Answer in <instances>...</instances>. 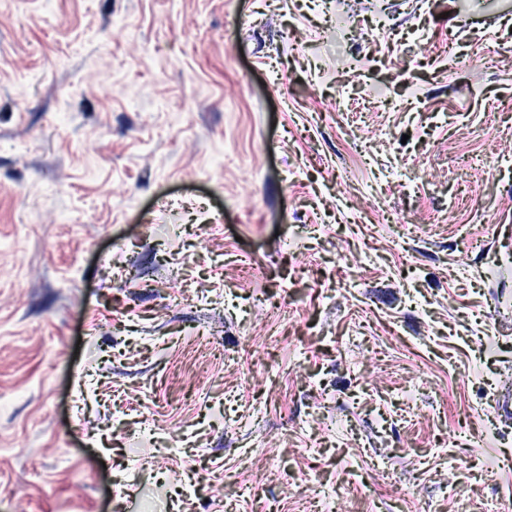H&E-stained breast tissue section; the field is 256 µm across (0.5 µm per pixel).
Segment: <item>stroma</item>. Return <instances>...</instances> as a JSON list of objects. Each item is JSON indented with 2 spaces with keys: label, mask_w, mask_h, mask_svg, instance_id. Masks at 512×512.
I'll list each match as a JSON object with an SVG mask.
<instances>
[{
  "label": "stroma",
  "mask_w": 512,
  "mask_h": 512,
  "mask_svg": "<svg viewBox=\"0 0 512 512\" xmlns=\"http://www.w3.org/2000/svg\"><path fill=\"white\" fill-rule=\"evenodd\" d=\"M347 2L0 0V512H512V0Z\"/></svg>",
  "instance_id": "1"
}]
</instances>
